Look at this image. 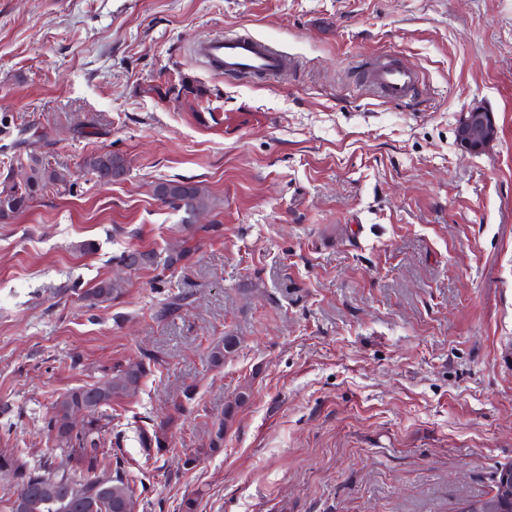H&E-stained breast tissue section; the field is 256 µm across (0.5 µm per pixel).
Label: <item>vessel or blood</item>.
<instances>
[{"label":"vessel or blood","mask_w":512,"mask_h":512,"mask_svg":"<svg viewBox=\"0 0 512 512\" xmlns=\"http://www.w3.org/2000/svg\"><path fill=\"white\" fill-rule=\"evenodd\" d=\"M197 53L218 75L236 72L269 79L288 68V58L281 50L253 37L213 38L201 43ZM418 82L413 68L387 59L376 61L368 73L369 86L392 102L412 97Z\"/></svg>","instance_id":"obj_1"}]
</instances>
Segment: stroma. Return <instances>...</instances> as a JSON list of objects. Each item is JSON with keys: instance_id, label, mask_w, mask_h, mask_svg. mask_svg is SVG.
Segmentation results:
<instances>
[{"instance_id": "1", "label": "stroma", "mask_w": 512, "mask_h": 512, "mask_svg": "<svg viewBox=\"0 0 512 512\" xmlns=\"http://www.w3.org/2000/svg\"><path fill=\"white\" fill-rule=\"evenodd\" d=\"M225 33L294 65L213 76L194 47ZM382 58L418 72L412 99L361 82ZM474 105L499 132L469 154ZM1 118L71 185L0 223V448L71 468L52 402L149 356L100 447L139 512H461L493 493L512 463V0H0ZM99 149L126 161L112 183L82 168ZM181 178L216 208L154 195ZM180 243L162 274L118 263ZM103 280L121 293L89 305ZM227 333L241 348L210 367ZM157 428L170 448L146 453ZM495 115L483 107H471L461 112L456 126L457 145L464 152L479 153L497 137ZM241 389L242 390H240L238 392V394L235 396L233 403L231 402L230 404H228L225 407L224 418L221 419L217 423V427H216V424L213 423L214 437L212 436L213 431H211L210 432L211 439H210V444H209L210 445L209 449L211 451H215L221 447V445L224 441V430L227 429L228 425L232 422L236 409L238 407H240L249 397V394H248L249 387L243 386Z\"/></svg>"}]
</instances>
